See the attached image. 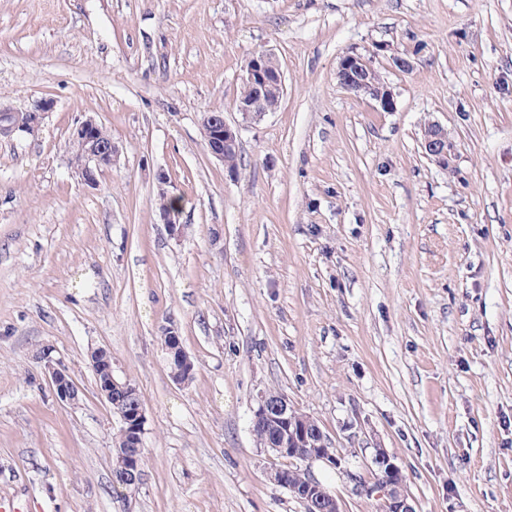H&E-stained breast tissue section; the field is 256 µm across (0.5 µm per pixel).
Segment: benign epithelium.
I'll return each mask as SVG.
<instances>
[{"label": "benign epithelium", "instance_id": "7a95c632", "mask_svg": "<svg viewBox=\"0 0 512 512\" xmlns=\"http://www.w3.org/2000/svg\"><path fill=\"white\" fill-rule=\"evenodd\" d=\"M341 85L352 92L369 96L381 107L390 112L395 107L391 92L375 79L370 63L361 56L347 55L340 67ZM242 82L252 89V95L236 101V110L247 122H257L267 113L274 112L280 105L285 91V77L275 54L263 50L252 56L244 69ZM54 109V101L50 98L41 99L25 111H12L0 108V137L11 138L16 134L35 136L39 133L42 123L49 112ZM202 126L209 153L219 161H224V154L238 146V129L224 120V113L211 111L203 115ZM102 127L94 117L89 116L79 123L70 133L72 149L81 157L75 167L81 181L87 185H95L98 176L109 169L117 161L119 149L114 142H103L98 137ZM422 148L425 154L440 164H448L452 153V145L448 141V132L439 124L429 125L424 132ZM160 216L167 224L170 235L178 237L182 234L183 225L176 218V210L164 202L159 206ZM48 374L50 383L57 398L68 405L79 403V387L65 365L53 358L52 350L42 349L36 354ZM89 360L96 375V386L99 394L107 403L124 405L119 419L122 430L133 432L129 438L130 447L112 450V477L116 485L126 490L139 487L143 477V464L140 452L143 448V431L145 411L143 401L135 383L125 375L115 373L112 366V352L105 348L90 351ZM179 366L173 367L171 375L178 384H184L192 377L194 364L190 357L182 352L177 358ZM274 419L281 424L283 435L281 440L271 445V451L278 455H288L301 461L336 462L335 449L332 443L313 420L298 421L297 414L288 403V398L279 394L275 397L264 395L254 413L253 423ZM373 463L383 475L382 480L372 487L365 484L359 475H352L357 486L367 494H376L381 500L383 512H414L408 496L404 492V475L402 468L394 456L384 448H376L373 452ZM268 478L277 485L291 491L299 500L306 512H339L336 498L327 493L319 481L311 476L302 488L288 485V475L282 468L268 472Z\"/></svg>", "mask_w": 512, "mask_h": 512}]
</instances>
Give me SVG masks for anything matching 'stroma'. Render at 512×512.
Instances as JSON below:
<instances>
[{"instance_id": "obj_1", "label": "stroma", "mask_w": 512, "mask_h": 512, "mask_svg": "<svg viewBox=\"0 0 512 512\" xmlns=\"http://www.w3.org/2000/svg\"><path fill=\"white\" fill-rule=\"evenodd\" d=\"M261 49L286 92L248 123L235 101ZM353 52L394 111L340 85ZM43 98L36 137L0 138V499L305 512L267 476L291 459L252 433L277 392L332 440L337 465L310 469L340 512H377L349 479L376 481L377 448L415 512H512V0H0V107ZM209 111L239 129L235 170L206 148ZM88 115L119 148L93 187L70 164ZM431 122L447 164L421 149ZM167 326L195 363L181 385ZM44 347L79 405L56 398ZM97 347L145 405L131 493ZM51 353L50 348H43L36 354V359L48 374L57 398L68 405H77L80 400L79 387L65 365L60 360L54 359Z\"/></svg>"}]
</instances>
